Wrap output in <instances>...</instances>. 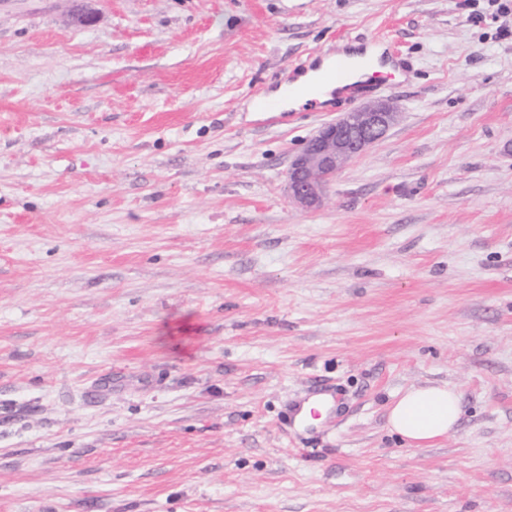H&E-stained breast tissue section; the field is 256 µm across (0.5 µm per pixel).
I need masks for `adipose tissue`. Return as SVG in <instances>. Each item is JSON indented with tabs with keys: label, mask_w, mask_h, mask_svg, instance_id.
<instances>
[{
	"label": "adipose tissue",
	"mask_w": 512,
	"mask_h": 512,
	"mask_svg": "<svg viewBox=\"0 0 512 512\" xmlns=\"http://www.w3.org/2000/svg\"><path fill=\"white\" fill-rule=\"evenodd\" d=\"M461 415L459 392L445 385L412 387L391 405L388 425L408 444L421 446L455 431Z\"/></svg>",
	"instance_id": "obj_1"
}]
</instances>
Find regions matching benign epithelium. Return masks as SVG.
<instances>
[{"label": "benign epithelium", "mask_w": 512, "mask_h": 512, "mask_svg": "<svg viewBox=\"0 0 512 512\" xmlns=\"http://www.w3.org/2000/svg\"><path fill=\"white\" fill-rule=\"evenodd\" d=\"M392 102L374 100L320 127L288 166V197L302 208L319 205L329 180L363 155L395 123Z\"/></svg>", "instance_id": "benign-epithelium-1"}]
</instances>
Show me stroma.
<instances>
[{"instance_id": "obj_1", "label": "stroma", "mask_w": 512, "mask_h": 512, "mask_svg": "<svg viewBox=\"0 0 512 512\" xmlns=\"http://www.w3.org/2000/svg\"><path fill=\"white\" fill-rule=\"evenodd\" d=\"M473 12L0 0V512H512V16ZM374 37L397 120L301 208L340 112L252 97ZM433 384L459 424L408 446ZM461 415L459 392L448 385L405 390L391 405L388 425L408 444L421 446L455 431Z\"/></svg>"}]
</instances>
